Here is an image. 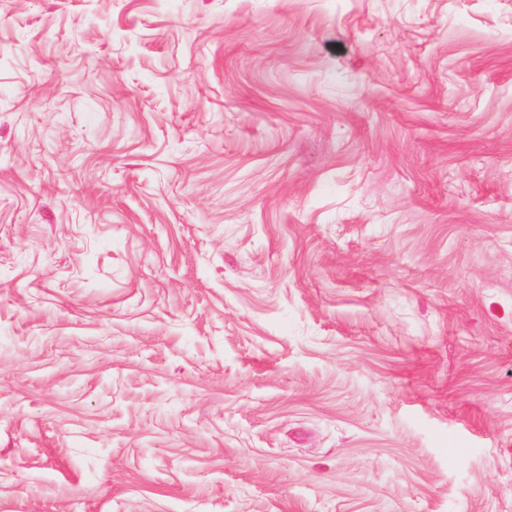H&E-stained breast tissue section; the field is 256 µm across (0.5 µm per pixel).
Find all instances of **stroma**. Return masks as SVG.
Segmentation results:
<instances>
[{"label":"stroma","instance_id":"35a3bbf8","mask_svg":"<svg viewBox=\"0 0 512 512\" xmlns=\"http://www.w3.org/2000/svg\"><path fill=\"white\" fill-rule=\"evenodd\" d=\"M0 512H512V0H0Z\"/></svg>","mask_w":512,"mask_h":512}]
</instances>
